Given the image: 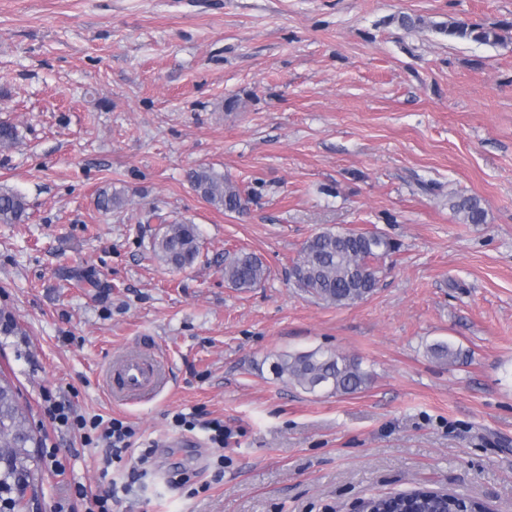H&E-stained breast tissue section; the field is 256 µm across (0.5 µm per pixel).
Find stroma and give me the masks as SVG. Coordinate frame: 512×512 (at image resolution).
<instances>
[{
    "label": "stroma",
    "instance_id": "obj_1",
    "mask_svg": "<svg viewBox=\"0 0 512 512\" xmlns=\"http://www.w3.org/2000/svg\"><path fill=\"white\" fill-rule=\"evenodd\" d=\"M403 13L490 25L512 0H0V122L18 132L0 187L29 213L0 224V371L38 438L27 512H70L79 484L120 492L115 512H354L420 485L512 512V29L490 46ZM199 166L247 208L206 202ZM105 189L121 209H98ZM459 195L485 223L463 222ZM167 221L196 224L192 267L147 260ZM328 228L399 245L355 304L293 284ZM241 250L267 268L248 291L224 280ZM437 341L465 360L432 357ZM317 348L371 383L332 396L276 377L279 354ZM132 350L169 383L116 405L102 373ZM47 389L133 424L146 475L54 429ZM177 412L223 420V460L206 431H173ZM187 177L194 190L217 209L232 213L245 208L247 199L242 191L228 178H224V175H218L210 168L200 167L190 170ZM451 208L462 213L465 223L468 224H482L487 218L482 201L476 196H460L452 202Z\"/></svg>",
    "mask_w": 512,
    "mask_h": 512
}]
</instances>
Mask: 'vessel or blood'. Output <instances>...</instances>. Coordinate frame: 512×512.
I'll use <instances>...</instances> for the list:
<instances>
[{"label": "vessel or blood", "mask_w": 512, "mask_h": 512, "mask_svg": "<svg viewBox=\"0 0 512 512\" xmlns=\"http://www.w3.org/2000/svg\"><path fill=\"white\" fill-rule=\"evenodd\" d=\"M106 378L108 393L118 404L134 403L146 393L165 388L168 382L164 361L149 351L114 356Z\"/></svg>", "instance_id": "obj_1"}]
</instances>
